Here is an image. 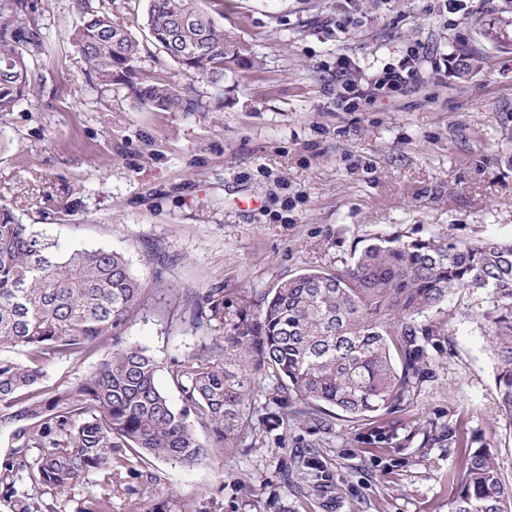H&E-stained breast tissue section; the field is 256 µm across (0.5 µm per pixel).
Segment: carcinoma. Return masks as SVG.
<instances>
[{"label": "carcinoma", "mask_w": 512, "mask_h": 512, "mask_svg": "<svg viewBox=\"0 0 512 512\" xmlns=\"http://www.w3.org/2000/svg\"><path fill=\"white\" fill-rule=\"evenodd\" d=\"M145 27L178 74L224 91L259 62L249 46L224 32L213 0H146ZM27 0L0 3V114L32 92L28 56L41 40ZM82 24L68 35L100 84L127 89L150 112H206L173 77L152 75L130 26L82 0ZM463 71L478 73L479 49L463 50ZM453 294L463 315L480 323L496 359V386L512 425V241L450 243L442 237L375 235L354 263L334 272L308 270L263 298L251 318L177 363L183 394L177 410L158 386L159 365L120 332L142 288L125 257L97 249L59 251L32 224L0 207V425L16 426L17 447L0 461V499L11 512H49L34 492L55 496L91 475L138 474L157 457L201 464L219 448L202 445L190 421L211 425L231 444L251 427L255 374L277 381L275 401L295 397L298 415L326 407L371 424L367 445L389 444L394 423L378 417L403 410L426 369L425 344L438 323L419 317ZM194 318L224 325V297L211 293ZM18 350L23 359L2 354ZM102 349L92 373L55 388L45 385L56 359H83ZM38 449L33 455L30 449ZM26 481L32 488L20 487ZM448 512H512L485 444L473 451L454 487Z\"/></svg>", "instance_id": "obj_1"}]
</instances>
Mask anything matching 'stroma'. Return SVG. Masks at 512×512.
Segmentation results:
<instances>
[{
    "mask_svg": "<svg viewBox=\"0 0 512 512\" xmlns=\"http://www.w3.org/2000/svg\"><path fill=\"white\" fill-rule=\"evenodd\" d=\"M118 5L145 46L143 64L175 68L151 44L146 0ZM503 0H224V28L262 65L231 87L220 112H149L90 74L68 32L80 0H28L43 40L34 96L0 115V206L61 250L124 254L144 294L122 328L159 365L175 408L178 361L213 336L193 310L222 289L224 318L255 315L265 294L309 269L352 264L374 235L512 239V14ZM435 61L417 87L356 110L338 106L336 62L374 77L415 43ZM486 53L482 73L448 64L458 46ZM443 323L404 410L398 443L364 445L365 420L332 410L255 424L220 456L187 466L153 459L140 476H92L54 501L78 512L91 494L112 512H448L482 437L512 490V424L495 362L456 297L429 312Z\"/></svg>",
    "mask_w": 512,
    "mask_h": 512,
    "instance_id": "35a3bbf8",
    "label": "stroma"
}]
</instances>
